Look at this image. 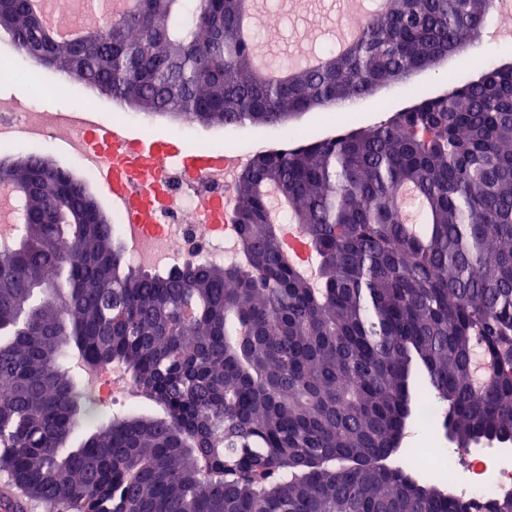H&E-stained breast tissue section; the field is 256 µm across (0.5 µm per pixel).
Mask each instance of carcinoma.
I'll use <instances>...</instances> for the list:
<instances>
[{
  "label": "carcinoma",
  "mask_w": 512,
  "mask_h": 512,
  "mask_svg": "<svg viewBox=\"0 0 512 512\" xmlns=\"http://www.w3.org/2000/svg\"><path fill=\"white\" fill-rule=\"evenodd\" d=\"M131 2L91 0L106 18L61 43L30 0H0V32L120 109L270 126L477 48L493 8L382 0L349 49L276 82L241 36L246 0H193L188 18L184 0ZM406 93L414 108L377 124L309 141L297 128L254 154L230 265L132 268L70 172L1 157L0 186L30 191L25 237L0 247V474L49 512H512V496L457 499L380 465L427 392L458 445L512 443V63L446 98ZM270 186L315 249L314 281L282 252ZM74 349L125 365L164 416L114 419L60 452L85 417L62 360Z\"/></svg>",
  "instance_id": "obj_1"
}]
</instances>
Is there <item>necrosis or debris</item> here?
I'll use <instances>...</instances> for the list:
<instances>
[{
	"mask_svg": "<svg viewBox=\"0 0 512 512\" xmlns=\"http://www.w3.org/2000/svg\"><path fill=\"white\" fill-rule=\"evenodd\" d=\"M61 129L59 110L0 93V140L19 133L48 149L55 145ZM207 149L213 165L205 172L178 164L167 153L159 154L147 169L133 148L102 150L75 131L67 138L64 154L86 183L99 184L104 173H112L119 183L112 198L115 236L130 246L137 267L163 271L191 258L224 263L235 257L230 248L235 238L232 201L248 151L238 144H226L220 136L209 139ZM80 385L96 410L116 405L131 408L138 402L130 376L113 363L81 369ZM445 415L446 407L436 396H425L416 410V425L434 436L431 447L420 449L421 458L429 468L454 475L447 485L449 494L459 499L511 494L512 463L502 461L501 449L447 447L441 430Z\"/></svg>",
	"mask_w": 512,
	"mask_h": 512,
	"instance_id": "1",
	"label": "necrosis or debris"
}]
</instances>
